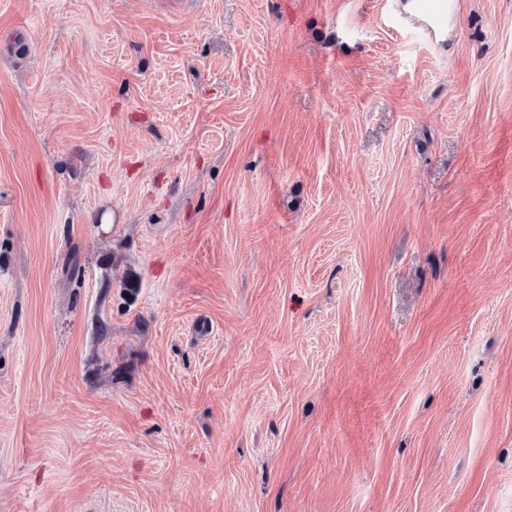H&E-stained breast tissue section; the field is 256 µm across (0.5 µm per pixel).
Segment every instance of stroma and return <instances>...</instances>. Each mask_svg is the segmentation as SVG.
<instances>
[{
    "label": "stroma",
    "mask_w": 512,
    "mask_h": 512,
    "mask_svg": "<svg viewBox=\"0 0 512 512\" xmlns=\"http://www.w3.org/2000/svg\"><path fill=\"white\" fill-rule=\"evenodd\" d=\"M399 3L0 0V512H512V0ZM417 11L420 19L419 28L427 32L430 38H434L448 25L447 14L440 11L432 0H416Z\"/></svg>",
    "instance_id": "35a3bbf8"
}]
</instances>
